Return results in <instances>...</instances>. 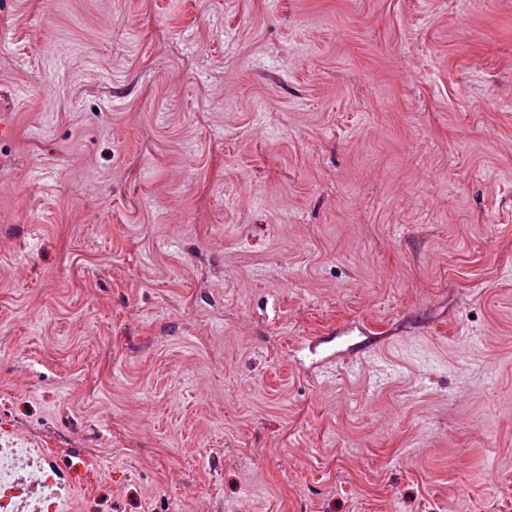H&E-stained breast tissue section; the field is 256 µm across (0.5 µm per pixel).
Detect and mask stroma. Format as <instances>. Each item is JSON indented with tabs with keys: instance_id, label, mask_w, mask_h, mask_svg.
<instances>
[{
	"instance_id": "stroma-1",
	"label": "stroma",
	"mask_w": 512,
	"mask_h": 512,
	"mask_svg": "<svg viewBox=\"0 0 512 512\" xmlns=\"http://www.w3.org/2000/svg\"><path fill=\"white\" fill-rule=\"evenodd\" d=\"M0 109L62 512H512V0H0Z\"/></svg>"
}]
</instances>
